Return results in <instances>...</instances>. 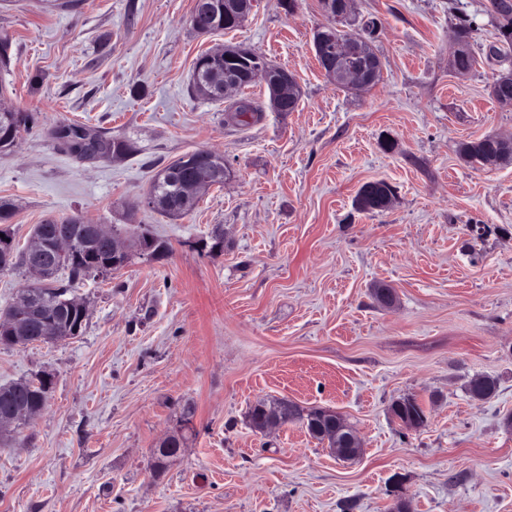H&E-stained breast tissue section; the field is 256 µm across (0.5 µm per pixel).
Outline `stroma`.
Masks as SVG:
<instances>
[{"instance_id":"1","label":"stroma","mask_w":512,"mask_h":512,"mask_svg":"<svg viewBox=\"0 0 512 512\" xmlns=\"http://www.w3.org/2000/svg\"><path fill=\"white\" fill-rule=\"evenodd\" d=\"M195 0H0V105L35 117L0 151V201L25 248L45 218L82 216L165 241L86 279L74 339L0 345V385L53 377L46 409L0 446V512H512V164L484 169L460 143L512 137L491 86L489 0H354L377 18L383 78L328 81L313 53L319 0H255L243 25L200 34ZM473 21L478 63L449 67ZM243 45L290 70L295 111L230 120L231 100L194 95L196 58ZM82 125L132 153L86 159L56 131ZM391 141L384 150L383 141ZM210 149L230 176L184 217L148 206L155 173ZM383 180L382 212L355 207ZM224 248L212 251V232ZM385 284L394 308L373 296ZM497 379L490 399L469 381ZM416 398L409 429L391 405ZM340 414L363 443L343 461L305 426L251 428L257 401ZM193 432L164 471L151 450Z\"/></svg>"}]
</instances>
